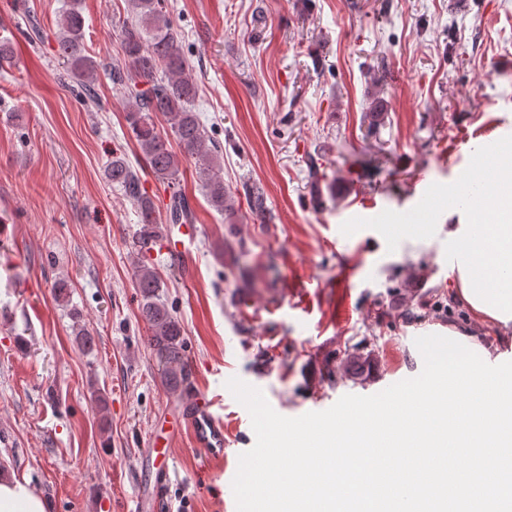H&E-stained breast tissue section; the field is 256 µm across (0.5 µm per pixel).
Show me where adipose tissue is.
<instances>
[{"mask_svg": "<svg viewBox=\"0 0 512 512\" xmlns=\"http://www.w3.org/2000/svg\"><path fill=\"white\" fill-rule=\"evenodd\" d=\"M475 173L490 188L470 204L479 222L448 230L454 297L478 320L505 327L512 324V145L492 157L478 156ZM0 512L50 508L26 478L0 473Z\"/></svg>", "mask_w": 512, "mask_h": 512, "instance_id": "obj_1", "label": "adipose tissue"}]
</instances>
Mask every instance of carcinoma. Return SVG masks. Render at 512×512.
Wrapping results in <instances>:
<instances>
[{
	"mask_svg": "<svg viewBox=\"0 0 512 512\" xmlns=\"http://www.w3.org/2000/svg\"><path fill=\"white\" fill-rule=\"evenodd\" d=\"M126 2L130 17L122 22L120 33L125 66L112 69L109 78L121 85L132 101L127 123L146 164L157 178L174 185L182 159L197 160L199 181L211 207L231 216L235 206L224 187L223 164L219 158L222 149L208 137L192 109L197 86L190 75L189 62L174 28L167 0ZM57 46L67 75L81 92L94 97L99 64L86 53L84 18L76 0L62 16ZM159 115L167 118L170 131L158 128L156 118ZM171 136L179 144L178 153L171 147ZM106 175L120 185L125 196L137 207L141 229L134 245L140 257L157 237L158 209L123 154L112 156ZM245 196L253 214L263 216L268 212L266 195L261 188L253 186ZM166 212L171 224L193 223L191 203L180 188L171 193ZM135 283L141 296V316L151 331V345L162 363L164 384L170 392L180 394L187 384L181 326L160 298L162 280L152 264L138 260ZM371 358L372 350L364 338L327 364L326 380L337 383L353 378L354 368L368 364Z\"/></svg>",
	"mask_w": 512,
	"mask_h": 512,
	"instance_id": "obj_1",
	"label": "carcinoma"
}]
</instances>
